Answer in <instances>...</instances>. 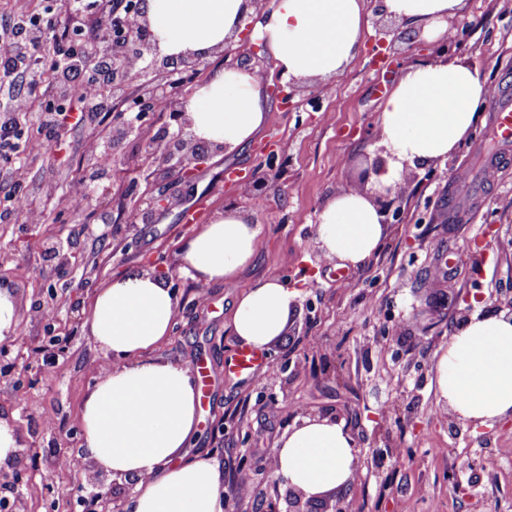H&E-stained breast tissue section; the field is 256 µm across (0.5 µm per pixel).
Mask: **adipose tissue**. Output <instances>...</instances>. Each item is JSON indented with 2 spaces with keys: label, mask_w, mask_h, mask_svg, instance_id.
<instances>
[{
  "label": "adipose tissue",
  "mask_w": 512,
  "mask_h": 512,
  "mask_svg": "<svg viewBox=\"0 0 512 512\" xmlns=\"http://www.w3.org/2000/svg\"><path fill=\"white\" fill-rule=\"evenodd\" d=\"M381 8L429 42L448 40V21L465 0H382ZM255 32L273 72L313 85L343 74L368 33L365 0H146L145 18L160 54L209 57L240 21ZM489 89L468 63L440 59L408 67L377 119L388 161L371 177L374 193L349 190L327 199L317 241L325 257L357 268L380 250L387 227L374 199L401 185L405 165L447 160L479 122ZM179 108L195 140L233 153L269 119L258 69L230 67L198 85ZM260 227L252 214L227 210L201 225L180 248V270L209 286H236L254 261ZM297 294L265 276L241 291L228 330L243 346L268 351L288 332ZM178 297L167 279L141 267L93 292L85 326L109 361L97 369L81 408L79 454L134 488L127 512H224V477L209 453L187 455L198 429L201 392L187 364L157 358L172 334ZM437 390L456 417L484 425L512 417V317L479 311L453 330L436 366ZM355 441L344 422L307 415L281 435L275 473L309 497L348 487Z\"/></svg>",
  "instance_id": "1"
}]
</instances>
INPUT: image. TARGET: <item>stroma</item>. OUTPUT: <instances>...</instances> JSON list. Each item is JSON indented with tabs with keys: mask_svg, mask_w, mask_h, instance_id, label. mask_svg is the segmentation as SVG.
<instances>
[{
	"mask_svg": "<svg viewBox=\"0 0 512 512\" xmlns=\"http://www.w3.org/2000/svg\"><path fill=\"white\" fill-rule=\"evenodd\" d=\"M390 32L391 48L364 46L334 79L298 88L303 100L319 92L321 111L285 109L274 90L279 79L257 47L271 119L238 153L208 151L191 179L172 183L166 210L148 212L144 198L163 180L165 166L149 159V138L172 128V115L153 112L140 129L115 140L111 170L92 186L82 214L71 212L67 184L88 176L87 145L111 137L118 104L94 122H79L78 100L60 99L66 115L59 139L22 151L25 191L43 209L38 224L0 223V286L15 293L26 333L1 347L0 407L12 411L23 447L13 483L0 497H16L21 512H93L94 484L126 499L127 484L79 458V407L92 385L94 365L106 358L84 327L95 288L141 266L163 269L179 298L176 327L157 355L208 369L207 399L192 448L224 464V482L248 478L253 494L226 498V512H288L286 483L274 469L276 443L307 413L344 420L356 442L352 481L341 496L350 512H512V419L461 431L440 401L435 363L454 327L477 310L512 309V159L485 182L476 145L479 122L446 161L407 167L388 215V235L365 267L337 270L325 259L316 224L325 201L352 189L368 191L371 167L383 162L377 133L380 106L401 74L438 58L476 69L489 89L512 85V0H467L453 24L462 41L437 51L406 38L392 18L373 14ZM251 50L243 40L204 60L190 81L171 88L180 101L197 84ZM286 163L268 174L269 152ZM243 171L232 181L229 170ZM459 188L456 221L448 194ZM204 204V220L226 208L251 211L260 226L255 264L236 287H208L179 271L178 252L194 225L184 213ZM62 243L71 256L57 267L47 247ZM275 275L298 289L288 333L268 354L274 374L243 380L225 369L239 348L226 323L240 289ZM52 310L53 321L39 312ZM61 352L41 354L48 334ZM54 427H47L46 418ZM223 433H216V423ZM69 457L57 469L60 457ZM249 469H242V459ZM56 483L47 486L46 472Z\"/></svg>",
	"mask_w": 512,
	"mask_h": 512,
	"instance_id": "35a3bbf8",
	"label": "stroma"
}]
</instances>
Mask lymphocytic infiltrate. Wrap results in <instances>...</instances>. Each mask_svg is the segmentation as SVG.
Masks as SVG:
<instances>
[{"mask_svg":"<svg viewBox=\"0 0 512 512\" xmlns=\"http://www.w3.org/2000/svg\"><path fill=\"white\" fill-rule=\"evenodd\" d=\"M73 13L86 17L89 28H77L72 35L50 37L55 26L56 0H44L41 12L17 15L0 26V90H6L7 102L0 104V160L8 162L11 181H18L22 166L13 163L18 143L28 124H35L43 140L58 136L62 107L46 100L35 116H27L23 103L28 94L53 80L65 93L77 97L87 117H96L104 108L100 95L110 82L112 64L89 57V45L112 46V9L114 0H72ZM46 57H39V50Z\"/></svg>","mask_w":512,"mask_h":512,"instance_id":"1","label":"lymphocytic infiltrate"}]
</instances>
